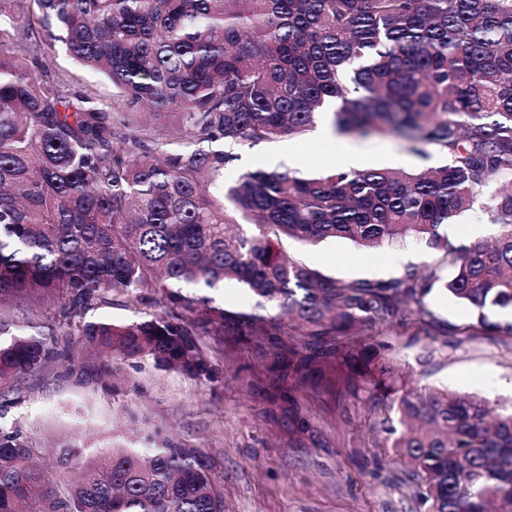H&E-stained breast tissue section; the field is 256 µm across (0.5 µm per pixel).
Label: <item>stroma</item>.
Masks as SVG:
<instances>
[{
  "instance_id": "1",
  "label": "stroma",
  "mask_w": 512,
  "mask_h": 512,
  "mask_svg": "<svg viewBox=\"0 0 512 512\" xmlns=\"http://www.w3.org/2000/svg\"><path fill=\"white\" fill-rule=\"evenodd\" d=\"M40 61L76 91L112 96V87L78 66L63 50H44ZM349 146L361 169H415L419 157L399 140L339 136L320 139L317 131L284 136L276 142L239 150L258 169L284 165L307 173L342 163L340 146ZM285 250L336 278L388 279L411 263L429 260L415 244L363 252L339 239L318 246L288 242ZM394 358L408 367L413 382L512 403V344L481 336L449 337L447 345L407 337L388 338ZM270 356L258 343H225L213 352V382L141 360L123 367L120 393L93 382L80 386L63 368L0 387V429L19 431L44 457L53 446L80 438L99 448L117 442L151 447L160 431L198 449L220 480L224 512H415L403 464L374 431L373 416L351 399L324 394L305 398L299 407L308 429L291 432L288 417L272 409L259 393Z\"/></svg>"
}]
</instances>
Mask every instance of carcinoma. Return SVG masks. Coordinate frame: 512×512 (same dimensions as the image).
<instances>
[{
    "label": "carcinoma",
    "mask_w": 512,
    "mask_h": 512,
    "mask_svg": "<svg viewBox=\"0 0 512 512\" xmlns=\"http://www.w3.org/2000/svg\"><path fill=\"white\" fill-rule=\"evenodd\" d=\"M60 43L112 101L42 69ZM392 136L444 162L391 171L258 169L236 148L300 136ZM496 227L456 244L484 197ZM434 257L388 280L338 279L284 239ZM235 281L249 311L213 293ZM467 311L443 323L434 291ZM117 295L140 321L86 320ZM57 304L46 330L0 318V381L51 364L80 384L151 358L213 382L208 349L276 351L265 400L319 392L380 413L420 512H512V406L413 386L380 336H507L512 321V0H0V304ZM105 353L83 361L60 336ZM196 448L80 440L48 465L0 431V512H224Z\"/></svg>",
    "instance_id": "cac0c4a2"
}]
</instances>
